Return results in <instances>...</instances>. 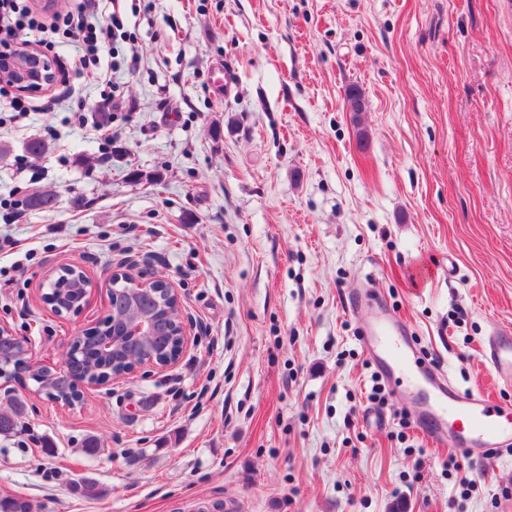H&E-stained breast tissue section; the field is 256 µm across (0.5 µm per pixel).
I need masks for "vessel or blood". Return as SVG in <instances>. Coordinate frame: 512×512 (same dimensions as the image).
<instances>
[{
  "mask_svg": "<svg viewBox=\"0 0 512 512\" xmlns=\"http://www.w3.org/2000/svg\"><path fill=\"white\" fill-rule=\"evenodd\" d=\"M358 289L349 293L348 310L363 322L361 341L391 394L402 395L414 409L420 434L438 448L454 446L482 460L512 453V407L482 392L459 390L442 369L432 367L413 349L404 325L381 312L367 310ZM481 354L491 374L512 385V340L499 334L486 338Z\"/></svg>",
  "mask_w": 512,
  "mask_h": 512,
  "instance_id": "obj_1",
  "label": "vessel or blood"
}]
</instances>
